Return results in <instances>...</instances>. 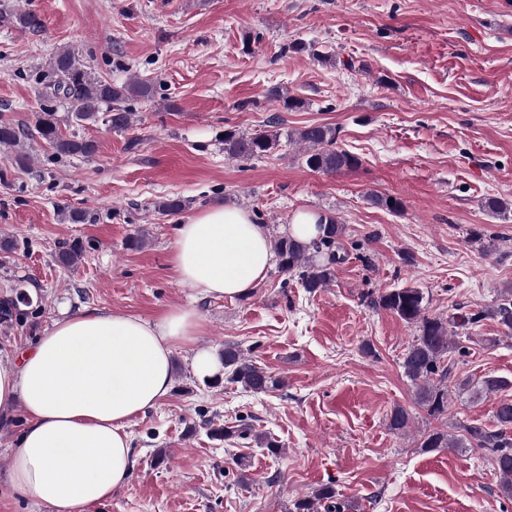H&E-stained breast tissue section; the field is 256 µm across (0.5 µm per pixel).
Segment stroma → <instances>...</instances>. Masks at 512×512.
I'll return each mask as SVG.
<instances>
[{"label": "stroma", "instance_id": "1", "mask_svg": "<svg viewBox=\"0 0 512 512\" xmlns=\"http://www.w3.org/2000/svg\"><path fill=\"white\" fill-rule=\"evenodd\" d=\"M20 10L42 25L0 24L5 117L29 122L39 76L64 49L99 79L139 75L154 96L131 101L124 132L63 124L96 141L92 157L56 158L36 142L25 147L30 165L14 169L0 153V239L16 245L0 252V302L21 290L32 299L23 322L0 324V362L65 310L155 319L192 303L206 323L174 350L169 395L130 427L131 478L87 512H288L324 485L344 512H512L480 451L421 446L433 429L457 437L467 424L495 426L497 401H512V387L481 399L456 389L512 380V337L484 314L512 287V0H0V12ZM311 124L336 127L337 148L358 166L309 169L290 135ZM268 127L282 135L271 154H225L224 131ZM170 197L181 213L158 211ZM492 197L507 210L488 211ZM214 203L250 209L275 236L300 209L337 217L344 258L331 285L310 294L274 268L246 296L195 299L169 254L181 216ZM71 209L89 222L69 223ZM75 241L80 260L59 263ZM409 286L424 292L428 316L453 318L449 331L468 348L437 418L414 405L400 366L417 325L371 304ZM478 311L479 323H465ZM228 346L280 387L200 384L195 349ZM398 405L412 415L403 433L388 427ZM244 423L251 438L210 432ZM25 426L20 411L0 417V512H46L10 480Z\"/></svg>", "mask_w": 512, "mask_h": 512}]
</instances>
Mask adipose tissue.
I'll list each match as a JSON object with an SVG mask.
<instances>
[{
	"instance_id": "adipose-tissue-1",
	"label": "adipose tissue",
	"mask_w": 512,
	"mask_h": 512,
	"mask_svg": "<svg viewBox=\"0 0 512 512\" xmlns=\"http://www.w3.org/2000/svg\"><path fill=\"white\" fill-rule=\"evenodd\" d=\"M169 263L202 298L254 290L276 263L266 225L212 205L176 228ZM190 305L147 320L85 308L56 320L20 362L0 364V409L20 406L27 425L11 483L47 512H85L111 498L135 465L128 428L172 388V353L203 335Z\"/></svg>"
}]
</instances>
